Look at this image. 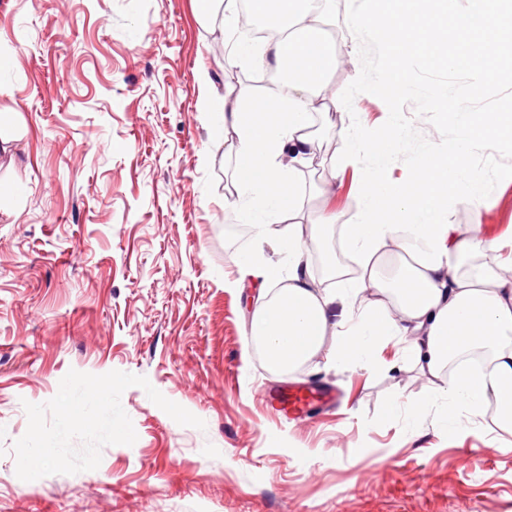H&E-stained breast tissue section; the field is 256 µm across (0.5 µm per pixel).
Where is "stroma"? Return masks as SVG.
Returning a JSON list of instances; mask_svg holds the SVG:
<instances>
[{"label": "stroma", "instance_id": "obj_1", "mask_svg": "<svg viewBox=\"0 0 512 512\" xmlns=\"http://www.w3.org/2000/svg\"><path fill=\"white\" fill-rule=\"evenodd\" d=\"M224 15L195 0H0V113L14 123L0 157V512H512V435L494 410L452 430L448 405L402 408L428 382L392 343L378 369L331 366L337 338L297 369L270 372L250 334L259 289L238 261L287 266L232 204L234 158L199 110L232 91L241 110L267 90L250 68L228 71ZM388 108L355 97L352 112L314 113L313 175H335L327 200L359 210L360 165L333 166L339 125L378 127ZM512 264V182L481 209ZM146 377L204 420L182 426L131 387L121 404L133 445L101 450L97 469L25 482L13 443L24 402L53 398L69 370ZM294 382L341 399L315 420L275 419L262 397Z\"/></svg>", "mask_w": 512, "mask_h": 512}]
</instances>
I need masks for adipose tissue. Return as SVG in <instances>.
Returning a JSON list of instances; mask_svg holds the SVG:
<instances>
[{
  "instance_id": "adipose-tissue-1",
  "label": "adipose tissue",
  "mask_w": 512,
  "mask_h": 512,
  "mask_svg": "<svg viewBox=\"0 0 512 512\" xmlns=\"http://www.w3.org/2000/svg\"><path fill=\"white\" fill-rule=\"evenodd\" d=\"M331 2L249 0L248 18L275 19V34L256 44L238 43L225 66L286 74L287 89L249 112L219 95L204 103L215 129L235 131L227 150L235 158V196L248 223L263 241L288 252L284 269L240 265L242 274L279 283L253 312L250 334L275 371L313 358L330 334L338 338L334 362L353 368H375L381 346L401 343L429 382L414 412L442 393L448 398L447 422L455 421L458 409L478 419L491 406L499 430L512 434V277L495 268L461 270L465 257L497 247L480 234V209L470 210L469 233H446L448 256L439 269L414 262L402 248L410 234L394 232L385 236L397 263L392 275L381 273L379 252L356 278L335 266L332 289L317 287L310 273L311 251L325 247L323 228L339 221L325 209L304 213L296 197L302 170L316 152L311 115L323 104L329 74L347 58L323 27ZM478 348L489 352L482 371L442 379L443 369Z\"/></svg>"
}]
</instances>
